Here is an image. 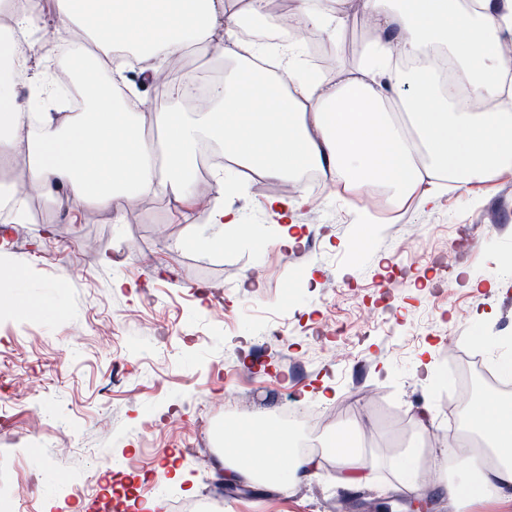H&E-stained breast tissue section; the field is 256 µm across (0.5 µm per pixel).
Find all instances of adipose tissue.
Instances as JSON below:
<instances>
[{
  "mask_svg": "<svg viewBox=\"0 0 512 512\" xmlns=\"http://www.w3.org/2000/svg\"><path fill=\"white\" fill-rule=\"evenodd\" d=\"M376 33L359 63L332 77L315 76L300 50L305 35L340 38L349 7ZM54 21L73 53L91 58L82 113L58 118L45 104L55 96L49 71L34 79L29 98L4 70L13 48L0 37V165L24 157L28 180L46 198L67 190L73 208L96 204L120 213L135 199L160 195L191 205L198 144L221 142L241 167L270 179L314 170L348 193L386 190L389 204L410 197L432 202L449 183L489 181L512 169V62L500 47L512 41V0H296L298 27L272 45L244 44L235 32L264 15L266 0H52ZM27 32L46 17L43 0H0ZM134 49L157 80L163 62L193 46L238 63L213 83L198 111H126L114 93L123 66L107 67L116 47ZM110 68L105 80L98 73ZM159 133L143 135L144 124ZM233 184L215 170L201 219L243 229L225 208ZM488 445L457 459L463 474L449 484L457 502L512 501V403L494 416L467 409ZM294 463L278 470L275 461ZM318 461L298 454L288 436L249 420L224 444L228 477L258 483L315 475Z\"/></svg>",
  "mask_w": 512,
  "mask_h": 512,
  "instance_id": "obj_1",
  "label": "adipose tissue"
}]
</instances>
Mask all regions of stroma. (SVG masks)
<instances>
[{
    "label": "stroma",
    "instance_id": "1",
    "mask_svg": "<svg viewBox=\"0 0 512 512\" xmlns=\"http://www.w3.org/2000/svg\"><path fill=\"white\" fill-rule=\"evenodd\" d=\"M362 21L352 16L339 40L321 43L325 75L356 61L370 37ZM176 61L214 81L235 67L201 47ZM225 176L237 190L224 205L247 235L190 223L181 205L159 197L139 198L116 218L91 205L72 209L64 193L31 196L27 223L4 247L15 278L0 283V493L28 482L33 493L20 512H47L53 501L83 512L107 484L101 462L110 459L140 478L141 498L191 501L200 512H336L346 499L351 512L363 501L410 512L411 499L390 489L387 462L415 448L424 471L437 474L422 500L429 512H448L454 469L438 454L467 430L448 407L447 372L465 355L512 358V169L431 205L409 199L397 215L342 198L328 183L321 199L295 211L291 251L276 244L266 203L294 195L296 183L256 184L231 167ZM491 213L504 232L490 230ZM463 227L473 246L446 273L450 298L435 297L426 256L452 247ZM218 234L220 251L184 245ZM411 235L418 263L402 250ZM332 281L336 290H327ZM383 286L389 303L356 334L360 305H372ZM328 319L355 332L347 360L329 357L339 336L313 333ZM274 324L281 335L267 337ZM450 335L462 355L449 354ZM325 387L336 392L327 404L318 395ZM229 391L246 397L248 416L268 417L298 443L313 434L312 410L323 408L322 470L246 495L228 481L215 495L218 424L229 412L214 403ZM336 434L384 460L350 492L335 481Z\"/></svg>",
    "mask_w": 512,
    "mask_h": 512
}]
</instances>
